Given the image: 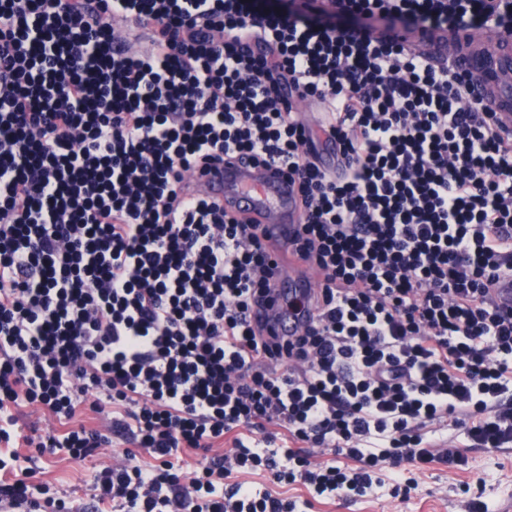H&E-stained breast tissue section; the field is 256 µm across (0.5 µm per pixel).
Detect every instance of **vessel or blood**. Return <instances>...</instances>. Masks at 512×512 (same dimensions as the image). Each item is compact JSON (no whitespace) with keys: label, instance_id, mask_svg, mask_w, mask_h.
<instances>
[{"label":"vessel or blood","instance_id":"1","mask_svg":"<svg viewBox=\"0 0 512 512\" xmlns=\"http://www.w3.org/2000/svg\"><path fill=\"white\" fill-rule=\"evenodd\" d=\"M416 47L437 64L452 65L480 78L478 93L494 112L504 131L512 134V37L487 27L452 32L425 30L417 33ZM205 193L223 200L225 207L247 219H256L268 243L276 248L280 276L271 293L269 307L253 310L252 319L266 322L271 332L288 336L301 330L306 313L290 311L289 299L312 294L313 275L304 273L302 263L290 254L288 240L298 222L296 197L287 178L248 163L196 174Z\"/></svg>","mask_w":512,"mask_h":512}]
</instances>
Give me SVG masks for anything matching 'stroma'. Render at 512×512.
<instances>
[{
    "label": "stroma",
    "instance_id": "obj_1",
    "mask_svg": "<svg viewBox=\"0 0 512 512\" xmlns=\"http://www.w3.org/2000/svg\"><path fill=\"white\" fill-rule=\"evenodd\" d=\"M33 470L31 484L48 496L66 501L73 512H88L93 503L95 476L112 466V449H96L91 456L74 458L67 452L40 454L34 448H20ZM468 465L451 470L434 463L412 470L416 486L408 496H395L390 486L375 488L366 498L325 500L312 497L300 485L274 484L264 472L243 474L242 480L257 491L269 490L281 496L312 499L310 512H467L470 503H484L489 512H505L512 507V447L500 450L467 449Z\"/></svg>",
    "mask_w": 512,
    "mask_h": 512
}]
</instances>
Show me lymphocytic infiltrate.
Returning a JSON list of instances; mask_svg holds the SVG:
<instances>
[{
    "label": "lymphocytic infiltrate",
    "instance_id": "1",
    "mask_svg": "<svg viewBox=\"0 0 512 512\" xmlns=\"http://www.w3.org/2000/svg\"><path fill=\"white\" fill-rule=\"evenodd\" d=\"M328 12L501 29L512 0ZM477 81L397 31L257 0H0V505L60 509L11 447L26 406L68 422L39 451L120 444L96 477L113 512H300L240 474L359 499L386 474L409 492L407 464L465 466L444 428L512 446V308L490 296L512 138ZM226 158L296 187L290 248L318 276L296 335L250 322L278 266L192 182ZM86 401L111 434L74 424ZM311 19L323 25H334L339 28L360 30H367V28H369L377 33L386 30L390 26V23L384 19H367L351 15L328 16L315 14Z\"/></svg>",
    "mask_w": 512,
    "mask_h": 512
}]
</instances>
